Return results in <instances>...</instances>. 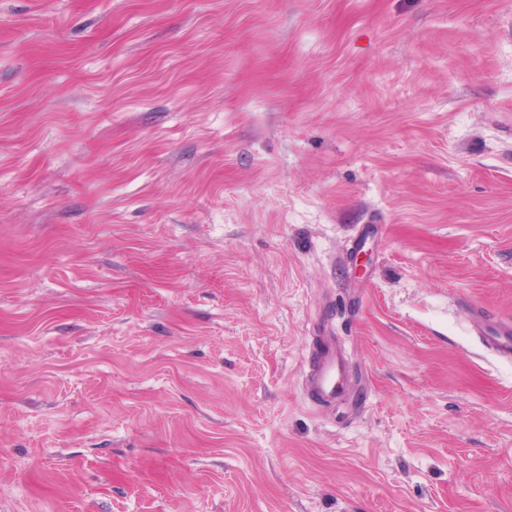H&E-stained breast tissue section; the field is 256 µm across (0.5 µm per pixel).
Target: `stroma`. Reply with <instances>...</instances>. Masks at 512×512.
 Instances as JSON below:
<instances>
[{"label":"stroma","instance_id":"stroma-1","mask_svg":"<svg viewBox=\"0 0 512 512\" xmlns=\"http://www.w3.org/2000/svg\"><path fill=\"white\" fill-rule=\"evenodd\" d=\"M474 305L512 0H0V512H512ZM316 344L313 388L323 397H333L336 395L337 380L345 370V362L333 339L324 342L320 338Z\"/></svg>","mask_w":512,"mask_h":512}]
</instances>
